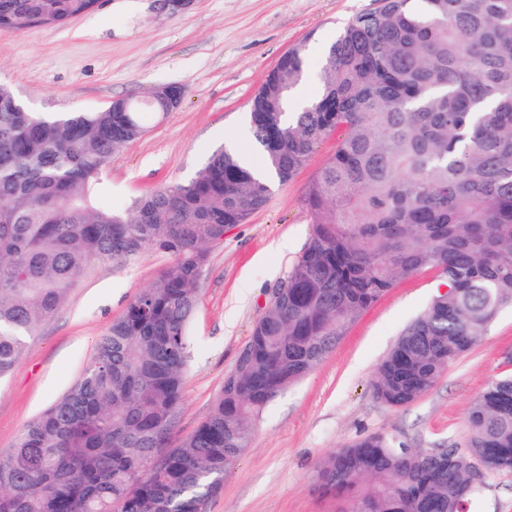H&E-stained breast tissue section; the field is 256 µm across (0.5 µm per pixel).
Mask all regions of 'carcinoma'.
<instances>
[{
    "label": "carcinoma",
    "mask_w": 512,
    "mask_h": 512,
    "mask_svg": "<svg viewBox=\"0 0 512 512\" xmlns=\"http://www.w3.org/2000/svg\"><path fill=\"white\" fill-rule=\"evenodd\" d=\"M89 11L91 0H0V27ZM313 40L283 54L251 100L260 164L222 148L127 209L94 195L143 133L141 112L0 109V379L92 262L146 249L171 258L70 390L0 453V512H205L253 418L398 282L435 268L449 291L378 365L373 393L394 408L426 394L512 306V0H378L343 24L320 93L294 107ZM332 133L336 150L306 191L313 232L288 298H272L208 417L173 442L211 247L265 207L271 186L254 171L286 183ZM466 422L464 448L370 435L315 479L342 512H471L487 476L512 470V376L489 381Z\"/></svg>",
    "instance_id": "cac0c4a2"
}]
</instances>
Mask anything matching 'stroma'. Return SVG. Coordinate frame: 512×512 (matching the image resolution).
Here are the masks:
<instances>
[{"mask_svg": "<svg viewBox=\"0 0 512 512\" xmlns=\"http://www.w3.org/2000/svg\"><path fill=\"white\" fill-rule=\"evenodd\" d=\"M375 6L376 0H190L172 12L159 0H99L94 11L62 26L0 29V83L36 112H95L158 87L181 89L178 108L150 115L144 133L112 158L101 200L120 208L189 179L222 144L246 147L254 93L311 32L310 70L298 91L313 99L324 48L349 17ZM335 147V137L324 139L291 181L272 188L261 211L225 228L223 243L212 249L189 325L176 437L206 419L254 322L309 241L305 193ZM169 263L146 250L122 265L89 266L65 305L25 338L15 371L0 380L1 451L69 390L100 336ZM441 289L438 271L426 268L367 308L314 371L254 418L249 448L205 512H339L340 501L318 488L315 466L371 434L417 448L464 447L472 401L490 380L512 374L511 307L412 404L389 407L370 387L400 333ZM472 509L512 512V471L492 474Z\"/></svg>", "mask_w": 512, "mask_h": 512, "instance_id": "stroma-1", "label": "stroma"}]
</instances>
